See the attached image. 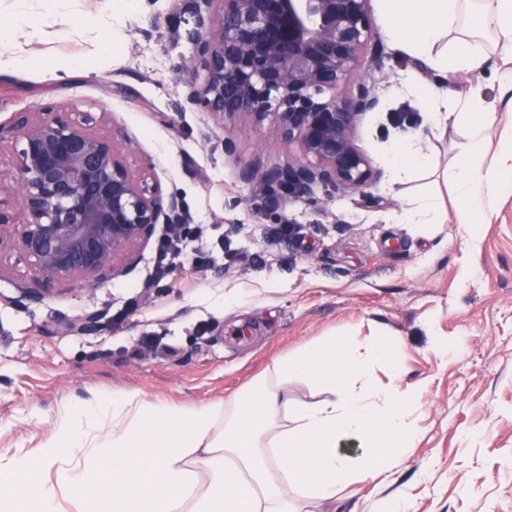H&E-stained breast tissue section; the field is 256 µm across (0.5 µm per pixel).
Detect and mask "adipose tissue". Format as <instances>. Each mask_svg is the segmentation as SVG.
<instances>
[{"mask_svg":"<svg viewBox=\"0 0 512 512\" xmlns=\"http://www.w3.org/2000/svg\"><path fill=\"white\" fill-rule=\"evenodd\" d=\"M66 0H39L38 13H19L0 24V76L29 71L31 57L12 51L16 33L38 25ZM391 41L454 74L483 68L492 55L512 61V0H381ZM494 31L493 49L479 33ZM432 103V122L446 127L463 114L468 135L450 167L455 220L475 236L480 220L512 195V149L497 170L484 171L483 147L499 125L496 109L478 90L450 100L420 86ZM393 383L378 385L374 365ZM404 375L383 334L365 342L331 335L273 361L247 390L204 404L172 406L131 395H92L61 405L54 435L38 448L47 476L29 479L32 460L18 452L0 458L9 486L0 512H294L289 492L321 501L356 481H374L414 448L407 420ZM327 392L302 404L288 384ZM356 441L359 454L342 453Z\"/></svg>","mask_w":512,"mask_h":512,"instance_id":"ef3b65f1","label":"adipose tissue"}]
</instances>
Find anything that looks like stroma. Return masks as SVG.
Returning <instances> with one entry per match:
<instances>
[{
	"label": "stroma",
	"instance_id": "1",
	"mask_svg": "<svg viewBox=\"0 0 512 512\" xmlns=\"http://www.w3.org/2000/svg\"><path fill=\"white\" fill-rule=\"evenodd\" d=\"M108 12L109 0H69L37 37H18L14 50L80 56L93 71L0 77V124L48 107L121 143L135 178L181 199L202 259L171 272L149 244L131 274L96 288L59 282L28 305L16 286L34 279L32 265L0 252V455L35 452L59 406L93 393L206 403L321 337L388 333L405 369L400 387L414 393L415 449L378 481L307 501L309 512H380L389 498L401 512H512V196L475 239L461 235L446 171L466 130L433 131L425 103L406 89L410 79L451 96L477 86L492 102L501 97L494 74L443 77L386 46L381 107L356 135L383 172L369 198L319 192L274 210L267 184L241 182L237 164L257 155L283 164L299 152L268 124L222 123L200 106L176 111L185 81L206 76L182 69L193 47L176 0H128L120 36L103 53L101 31L80 21ZM413 136L434 168L397 176L388 152ZM423 195L442 203L443 223H402L405 203ZM288 222L300 228L288 242L265 238V227ZM91 311L99 326L70 332Z\"/></svg>",
	"mask_w": 512,
	"mask_h": 512
}]
</instances>
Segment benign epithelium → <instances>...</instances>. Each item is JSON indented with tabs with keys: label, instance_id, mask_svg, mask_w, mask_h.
I'll use <instances>...</instances> for the list:
<instances>
[{
	"label": "benign epithelium",
	"instance_id": "1",
	"mask_svg": "<svg viewBox=\"0 0 512 512\" xmlns=\"http://www.w3.org/2000/svg\"><path fill=\"white\" fill-rule=\"evenodd\" d=\"M220 2L221 14L214 12ZM194 17L189 40L201 62L203 84L185 82V101L224 119L245 115L270 121L272 134L297 144L296 162L239 163L245 183L275 184L276 206L306 198L365 193L382 172L355 141L364 117L381 98L375 73L384 47L368 0H187ZM369 53L367 69L360 58ZM11 130L16 150V193L24 221L0 210V249L33 263L42 287L21 285L19 298L39 304L50 285L68 280L101 285L132 272L138 250L158 225L183 216L178 196L149 192L122 165L113 139L59 117L17 112ZM100 315L85 313L71 329L88 332Z\"/></svg>",
	"mask_w": 512,
	"mask_h": 512
}]
</instances>
